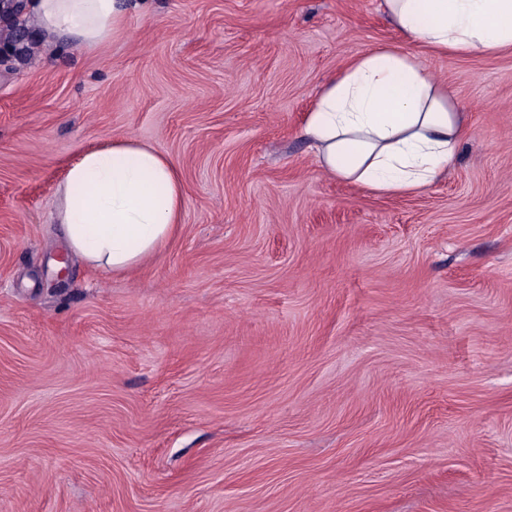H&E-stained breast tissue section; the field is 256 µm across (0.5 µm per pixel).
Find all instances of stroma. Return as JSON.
<instances>
[{
    "label": "stroma",
    "instance_id": "obj_1",
    "mask_svg": "<svg viewBox=\"0 0 512 512\" xmlns=\"http://www.w3.org/2000/svg\"><path fill=\"white\" fill-rule=\"evenodd\" d=\"M381 0H144L95 51L30 18L0 73V512H512V51L426 56L469 135L379 195L300 128ZM174 163L115 276L53 214L80 148Z\"/></svg>",
    "mask_w": 512,
    "mask_h": 512
}]
</instances>
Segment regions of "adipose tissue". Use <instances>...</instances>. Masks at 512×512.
<instances>
[{
	"instance_id": "obj_1",
	"label": "adipose tissue",
	"mask_w": 512,
	"mask_h": 512,
	"mask_svg": "<svg viewBox=\"0 0 512 512\" xmlns=\"http://www.w3.org/2000/svg\"><path fill=\"white\" fill-rule=\"evenodd\" d=\"M41 27L88 49L125 37L132 0H32ZM390 25L425 53L512 49V0H383ZM330 177L384 195L438 180L468 135L423 55L385 44L358 54L316 95L301 128ZM184 188L172 161L131 137L80 150L60 190L57 220L70 249L96 269L124 274L176 234Z\"/></svg>"
}]
</instances>
